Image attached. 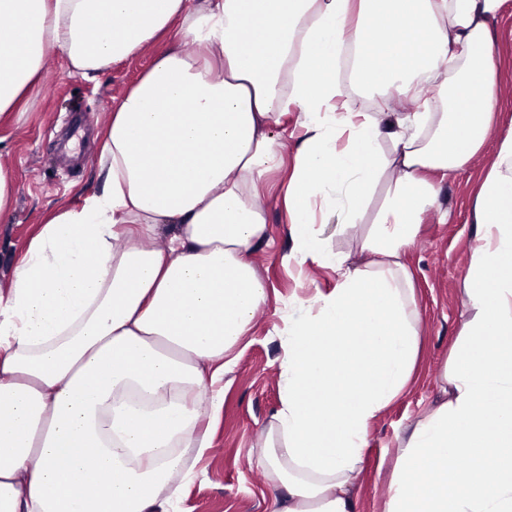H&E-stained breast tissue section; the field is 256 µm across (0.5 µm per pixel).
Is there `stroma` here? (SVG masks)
<instances>
[{
  "label": "stroma",
  "mask_w": 512,
  "mask_h": 512,
  "mask_svg": "<svg viewBox=\"0 0 512 512\" xmlns=\"http://www.w3.org/2000/svg\"><path fill=\"white\" fill-rule=\"evenodd\" d=\"M503 67L500 100L512 119V0L493 24ZM170 46L161 40L132 59L113 65L95 80L74 76L66 58L50 54L41 80L21 105L20 120L0 124V164L14 175L17 191L9 216L0 218V284L39 224L54 209L76 207L98 184V132L107 124L115 101ZM504 125L488 136L483 151L439 182L437 206L427 210L415 240L403 255L410 269L421 312L422 349L414 381L373 425L364 468L355 489L356 512H385L386 489L400 438L416 419L442 397V365L470 313L464 286L470 276V249L476 226L473 201ZM295 140L284 148V164L260 189L267 221L265 242L252 262L266 289L252 336L238 347L232 370L224 377V409L212 425V447L195 465L196 476L184 491L178 512H272L281 490L259 464L257 441L280 405V311L289 296L333 288L335 273L311 266L303 276L282 263L292 241L282 202ZM388 180L376 186L360 224L337 229L334 251L358 255L360 245L384 206ZM450 219H443V212Z\"/></svg>",
  "instance_id": "35a3bbf8"
}]
</instances>
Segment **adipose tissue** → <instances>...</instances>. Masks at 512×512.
I'll use <instances>...</instances> for the list:
<instances>
[{"label":"adipose tissue","instance_id":"1","mask_svg":"<svg viewBox=\"0 0 512 512\" xmlns=\"http://www.w3.org/2000/svg\"><path fill=\"white\" fill-rule=\"evenodd\" d=\"M505 0H0V120L46 57L96 77L158 38L162 55L102 131L99 186L54 212L0 287V512H176L224 404V375L267 290L260 185L282 165L270 126L303 134L283 204L303 272L278 334L281 398L261 444L273 512H355L370 428L410 385L420 311L401 255L501 110L491 23ZM353 86L418 102L363 112ZM362 243L333 251L382 176ZM472 311L443 365L445 398L399 442L385 512H512V130L473 205ZM164 247H152L159 232ZM452 455L468 457L463 470ZM389 183L388 178L378 183L360 224L346 228H338L337 224H329L326 236H331V246L334 251L350 253L354 258H361L359 254L361 241L367 235L371 224L375 222L384 206ZM335 230L336 233L334 234Z\"/></svg>","mask_w":512,"mask_h":512}]
</instances>
